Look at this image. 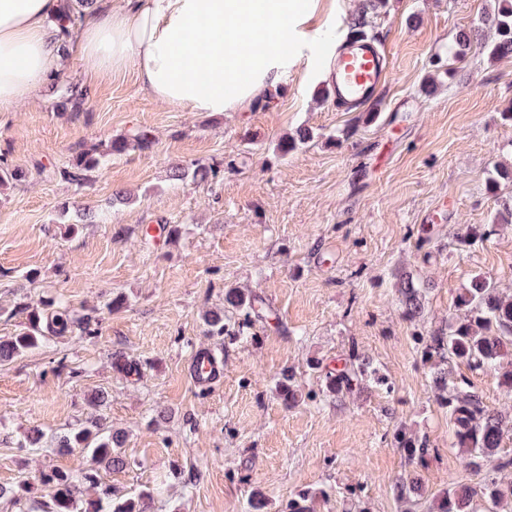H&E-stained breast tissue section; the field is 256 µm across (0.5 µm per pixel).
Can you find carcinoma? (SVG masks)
Here are the masks:
<instances>
[{
  "label": "carcinoma",
  "mask_w": 512,
  "mask_h": 512,
  "mask_svg": "<svg viewBox=\"0 0 512 512\" xmlns=\"http://www.w3.org/2000/svg\"><path fill=\"white\" fill-rule=\"evenodd\" d=\"M93 0H66L63 17L58 20L67 29L78 19L81 9ZM483 25L493 31L490 39H471L466 32L455 39L452 58L455 60L470 51L495 61L512 55V0H498L497 10L485 15ZM151 132L138 130L131 137L112 139L106 149L83 150L73 156L70 165L62 170L63 176L79 186L86 181V174L100 168L112 155L125 153L129 148H151ZM216 168L196 165L191 171L180 164L172 166L170 177L184 180L187 177L205 180L217 177ZM395 288L404 318L413 323L425 315V299L421 283L410 272L397 275ZM226 307L239 313L236 335L243 336L257 321L267 318L270 308L257 292L244 293L235 288L224 294ZM458 307L465 316L449 325L448 329L433 332L422 350V357L432 366L433 383L439 405L448 410L456 443L466 454V464L479 469L484 463L495 460L491 470L476 488L450 487L433 497L428 512H505L512 505V455H498L505 435L501 415L489 410L482 398L469 389L464 380L448 378V364L464 363L474 369L490 368L499 375V385L512 392V295L501 290L492 280L476 275L469 287L459 294ZM25 322L19 332L0 340V363L9 362L39 347L52 337L66 336L79 330L80 336L93 338L99 334L98 323L81 318L70 309L68 301L58 298L41 301L20 308ZM204 322L208 333L222 336L225 332L224 312L210 311ZM364 364L351 359L338 367H327L323 373V393L343 398L352 394L359 384ZM278 395L287 406L298 403V386L294 376L278 381ZM396 443L411 464L422 462L433 448L429 440L405 430L395 435ZM29 447L58 448L70 452L76 448L90 455L93 467L77 474L51 468L38 472L37 482L48 490L50 505L47 512H146V500L152 493L145 491L134 497L112 499V489L102 485L100 470L124 464L119 449L125 443V434L112 430L102 414L85 423L77 424L61 436H46L34 429L27 436ZM92 491L94 498H83V492ZM398 499L405 512H419L422 507V488L417 478L397 487Z\"/></svg>",
  "instance_id": "1"
}]
</instances>
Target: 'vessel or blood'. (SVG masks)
I'll return each mask as SVG.
<instances>
[{
  "instance_id": "b4317fda",
  "label": "vessel or blood",
  "mask_w": 512,
  "mask_h": 512,
  "mask_svg": "<svg viewBox=\"0 0 512 512\" xmlns=\"http://www.w3.org/2000/svg\"><path fill=\"white\" fill-rule=\"evenodd\" d=\"M329 68L336 106L343 110L376 103L390 77L387 58L374 41L344 43ZM222 374L221 362L208 350H200L190 361L189 375L195 384H214Z\"/></svg>"
}]
</instances>
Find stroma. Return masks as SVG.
<instances>
[{
    "instance_id": "35a3bbf8",
    "label": "stroma",
    "mask_w": 512,
    "mask_h": 512,
    "mask_svg": "<svg viewBox=\"0 0 512 512\" xmlns=\"http://www.w3.org/2000/svg\"><path fill=\"white\" fill-rule=\"evenodd\" d=\"M497 0H386L367 29L385 48L392 77L379 116L341 112L317 91L320 47L311 42L274 102L212 115L168 106L133 71L92 79L69 63L40 102L0 110V166L21 180L0 187V337L25 321L21 303L63 298L101 311L100 336L52 338L0 365V485L39 469L76 470L86 457L26 448L31 430L61 434L89 416L86 398L128 435L123 467L104 472L113 497L150 490V512H288L299 494L315 512H402L396 487L418 477L426 496L481 477L465 467L448 412L435 400L418 335L461 317L457 296L476 275L512 292V56L471 53L449 62L459 30L481 25ZM450 69L434 94L423 86ZM306 127L314 137L287 154L279 142ZM150 129L151 149L109 157L87 186L60 176L75 154ZM219 166L204 183L174 181V164ZM96 215L74 236L64 221ZM179 225L176 242H142L145 227ZM492 225L471 245L469 225ZM427 282L424 323L399 310L394 273ZM260 293L271 309L252 336L205 335L203 315L224 292ZM211 349L224 375L207 387L187 373ZM141 373L112 369L113 354ZM357 356L370 373L342 399L322 392L320 369ZM512 426V395L493 372L453 365ZM302 393L285 407L277 382ZM426 436L432 452L408 464L398 426Z\"/></svg>"
}]
</instances>
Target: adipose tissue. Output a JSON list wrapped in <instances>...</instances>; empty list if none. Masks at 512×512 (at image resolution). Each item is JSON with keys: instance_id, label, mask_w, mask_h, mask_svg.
<instances>
[{"instance_id": "1", "label": "adipose tissue", "mask_w": 512, "mask_h": 512, "mask_svg": "<svg viewBox=\"0 0 512 512\" xmlns=\"http://www.w3.org/2000/svg\"><path fill=\"white\" fill-rule=\"evenodd\" d=\"M319 2L94 0L64 33V0H0V108L39 99L71 60L93 77L134 71L173 107L243 112L287 78Z\"/></svg>"}]
</instances>
